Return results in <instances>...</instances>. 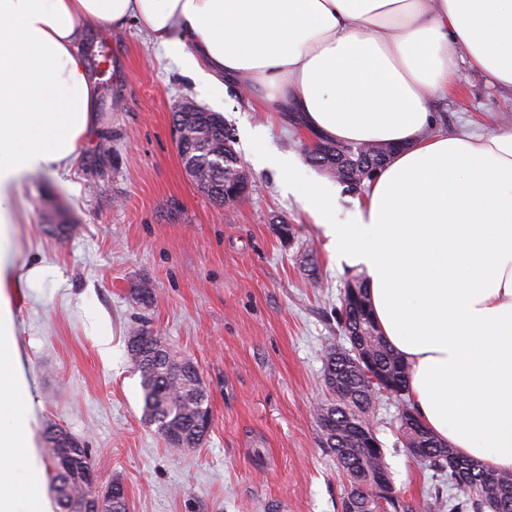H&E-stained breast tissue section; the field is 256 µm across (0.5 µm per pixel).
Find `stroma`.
Masks as SVG:
<instances>
[{"label": "stroma", "instance_id": "35a3bbf8", "mask_svg": "<svg viewBox=\"0 0 512 512\" xmlns=\"http://www.w3.org/2000/svg\"><path fill=\"white\" fill-rule=\"evenodd\" d=\"M83 47L95 122L70 170L23 181L31 221L14 232L18 269L36 258L47 268L11 293L36 440L50 424L86 440L102 483L124 485L129 512H342L348 481L321 444L315 407L341 334L340 292L359 270L336 262L304 202L255 155L292 156L311 182L328 174L309 161L302 129L236 83L201 87L137 25L87 28ZM187 98L234 134L253 185L245 199L215 203L184 171L173 113ZM433 110L443 129L485 135L512 124V91L463 63ZM142 286L151 303L137 300ZM141 325L198 367L212 412L199 447H168L144 418L127 351ZM401 410L384 397L374 415L401 499L422 510L433 493L458 496L410 456Z\"/></svg>", "mask_w": 512, "mask_h": 512}]
</instances>
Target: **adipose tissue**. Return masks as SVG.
Masks as SVG:
<instances>
[{
	"mask_svg": "<svg viewBox=\"0 0 512 512\" xmlns=\"http://www.w3.org/2000/svg\"><path fill=\"white\" fill-rule=\"evenodd\" d=\"M135 22L183 71L249 77L278 112L347 143L398 145L353 220L331 187L276 167L338 260L365 272L373 317L409 365L422 424L456 454L512 472V125L435 128L458 60L512 90V0H0V512H48L9 291L23 178L58 174L94 122L84 29Z\"/></svg>",
	"mask_w": 512,
	"mask_h": 512,
	"instance_id": "ef3b65f1",
	"label": "adipose tissue"
}]
</instances>
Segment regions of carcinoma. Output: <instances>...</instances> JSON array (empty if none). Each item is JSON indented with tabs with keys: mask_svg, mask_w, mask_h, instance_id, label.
<instances>
[{
	"mask_svg": "<svg viewBox=\"0 0 512 512\" xmlns=\"http://www.w3.org/2000/svg\"><path fill=\"white\" fill-rule=\"evenodd\" d=\"M174 122L188 127L192 140L179 149L184 166L197 170L203 179L199 189L212 200L224 203V188L241 179L242 168L234 150L224 117L206 108L192 113L174 112ZM378 143L328 142L338 172L337 181L357 191L364 182L382 170L386 162L375 149ZM336 309L345 341L327 351V364L338 367L347 379L352 397L346 401L322 403L317 414L338 418L346 429L350 420H372L379 396L388 393L402 396L406 392L407 363L388 346L377 327L370 306L366 282L349 280ZM127 350L140 376L143 413L149 424L172 448H194L203 440L199 430L198 410L209 404V397L199 375L193 373L185 359L166 347L162 337L146 327L135 328L128 336ZM407 448L426 450L425 466L437 475L448 476V485L462 492L457 500L443 501L434 496L427 504L430 512H512V473H495L476 460L457 456L447 444L435 437L421 423L410 404L400 415V425ZM333 434L321 437L324 449L335 459L354 493L361 512H416V508L399 496L384 497L373 490L376 476L387 471L381 446L354 449L336 447ZM49 457V480L59 512H87L86 475L96 472L91 449L85 442L61 427L45 435Z\"/></svg>",
	"mask_w": 512,
	"mask_h": 512,
	"instance_id": "1",
	"label": "carcinoma"
}]
</instances>
